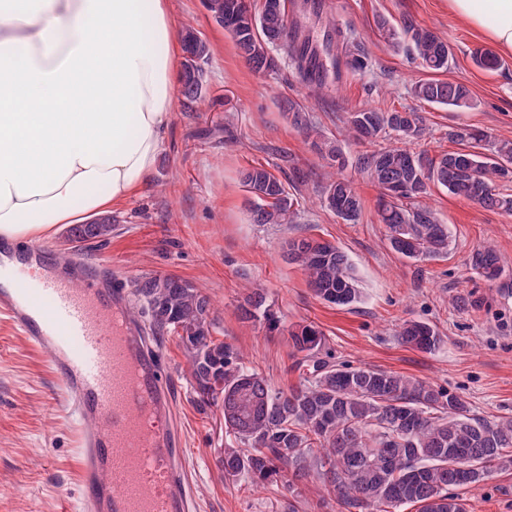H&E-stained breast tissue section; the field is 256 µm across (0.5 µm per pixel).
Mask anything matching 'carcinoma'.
I'll use <instances>...</instances> for the list:
<instances>
[{"mask_svg":"<svg viewBox=\"0 0 512 512\" xmlns=\"http://www.w3.org/2000/svg\"><path fill=\"white\" fill-rule=\"evenodd\" d=\"M214 21L227 31L239 55L256 74L279 69L275 54L287 46L288 63L299 81L316 96L339 78L340 68L363 72L367 58L351 50V36L324 19L328 46L316 42L300 20H288L287 0H204ZM383 39L393 47L405 46L418 65L432 74L448 70V42L411 20L397 30L377 21ZM185 52L180 94L188 103L203 101V64L208 42L193 29L180 33ZM474 64L492 71L501 65L493 52L472 55ZM414 98L446 108L471 105L469 89L441 78L420 80L411 88ZM288 119L301 130L326 160L329 171L322 197L336 216L353 221L363 210L361 197L340 176L347 158L336 142L324 137L309 116L288 107ZM353 137L369 143L392 131L411 142L424 132V117L414 109L382 111L363 107L348 113ZM452 136L468 148L427 158L405 146L387 145L357 159L358 167L379 189L378 215L385 225L390 248L410 260L448 253V225L434 210L415 202L430 185L472 201L489 211L512 214V196L497 189V182L512 180V142L504 141L481 152L487 135L464 129ZM295 167L288 181L304 182ZM241 181L251 194L250 220L254 224H291L297 198L286 182L262 165L242 170ZM112 233V217L68 230L72 241L105 239ZM286 259L307 277L318 299L338 307L358 303L360 280L348 256L336 244L311 236L285 242ZM472 270L512 295V275L500 254L486 245L474 251ZM135 293L146 304L151 326L178 336L187 353L198 401L221 404L226 433L236 447L224 449V477L255 486L280 478L289 493L314 477L336 504L355 512H467L458 490L480 483L496 471L512 468V417H481L471 413L464 398L442 386L402 373L357 366L336 360L326 348L323 332L310 322L288 331L293 353L289 370L299 373V384L276 387L247 365L237 348L212 335L209 297L177 276L155 275L136 281ZM238 318L264 320L269 330L278 320L255 289L238 309ZM402 343L424 353L435 351L442 337L428 322L407 320L398 330Z\"/></svg>","mask_w":512,"mask_h":512,"instance_id":"cac0c4a2","label":"carcinoma"}]
</instances>
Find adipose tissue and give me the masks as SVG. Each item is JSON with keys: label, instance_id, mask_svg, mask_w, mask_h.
<instances>
[{"label": "adipose tissue", "instance_id": "adipose-tissue-1", "mask_svg": "<svg viewBox=\"0 0 512 512\" xmlns=\"http://www.w3.org/2000/svg\"><path fill=\"white\" fill-rule=\"evenodd\" d=\"M512 54V0H448ZM170 0H0V236L111 211L153 174L178 99Z\"/></svg>", "mask_w": 512, "mask_h": 512}]
</instances>
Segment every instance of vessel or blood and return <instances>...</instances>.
<instances>
[{
  "mask_svg": "<svg viewBox=\"0 0 512 512\" xmlns=\"http://www.w3.org/2000/svg\"><path fill=\"white\" fill-rule=\"evenodd\" d=\"M0 257L9 277L33 261L44 269L0 289V314L50 353L67 409L91 423L78 437L81 512H196L161 351L131 317L117 272L101 263L60 271L32 241L0 239Z\"/></svg>",
  "mask_w": 512,
  "mask_h": 512,
  "instance_id": "obj_1",
  "label": "vessel or blood"
}]
</instances>
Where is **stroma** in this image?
Listing matches in <instances>:
<instances>
[{
    "label": "stroma",
    "instance_id": "stroma-1",
    "mask_svg": "<svg viewBox=\"0 0 512 512\" xmlns=\"http://www.w3.org/2000/svg\"><path fill=\"white\" fill-rule=\"evenodd\" d=\"M178 27L195 28L210 45L204 66L206 98L198 111L172 113L154 175L123 206L113 209L108 239L83 242L77 257L112 261L125 283L173 275L209 296L213 333L232 343L276 386L299 382L291 372L288 330L317 324L337 360L396 371L461 394L472 413L512 416V296L497 292L470 266L473 252L492 243L512 270V215L430 190L429 204L447 224L448 254L414 261L392 251L377 215L378 191L356 160L371 144L346 136L348 113L364 106L414 108L427 132L411 150L435 157L459 150L453 132L484 130L491 142L512 141V56L494 72L476 67L474 49L488 40L448 11V0H323L321 9L351 31L356 53L370 65L344 73L327 94L314 97L288 64L276 73H253L203 0H172ZM409 18L448 41L446 79L466 84L472 104L455 110L417 100L412 86L426 71L380 36L378 19ZM305 109L325 135L338 138L349 158L342 175L361 196L358 221L347 222L321 204L326 162L289 123V103ZM262 165L280 178L292 166L305 173L293 186L299 207L291 224H254L243 168ZM314 236L340 247L355 265L363 288L349 308L315 298L302 270L283 256L292 237ZM265 289L280 321L276 330L241 322L237 308L249 287ZM435 325L443 343L432 353L402 344L401 323ZM176 400V419L197 512H340L316 479L295 494L225 480L220 460L234 439L224 431L219 406L199 410L190 363L176 336L156 337ZM81 422L61 400L48 354L30 347L0 317V512H79L76 448ZM468 512H512V469L464 489Z\"/></svg>",
    "mask_w": 512,
    "mask_h": 512
}]
</instances>
